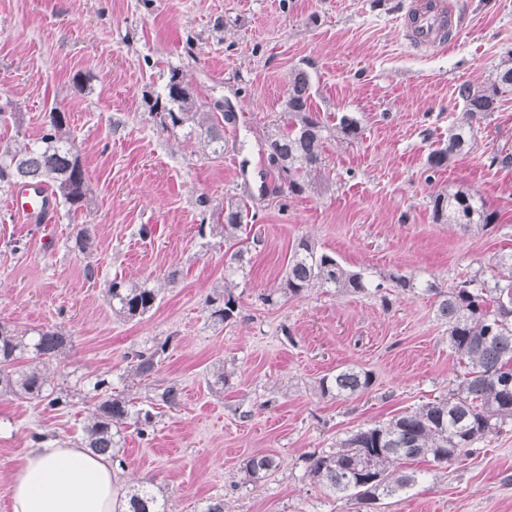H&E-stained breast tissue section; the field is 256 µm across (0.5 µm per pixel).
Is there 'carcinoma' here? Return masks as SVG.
Instances as JSON below:
<instances>
[{
    "mask_svg": "<svg viewBox=\"0 0 512 512\" xmlns=\"http://www.w3.org/2000/svg\"><path fill=\"white\" fill-rule=\"evenodd\" d=\"M509 92L512 51L501 60L489 83L458 86L457 97L463 105L461 121L448 131V143L428 155V169L437 172L452 158L468 152L474 141V124L499 111L504 94ZM312 96L310 72L302 66L292 68L280 111L269 123L266 136L270 163L278 177L288 183V192L296 195L321 188L318 174L328 141H351L362 133L359 121L346 114L331 125L318 119ZM147 104L162 131L173 134L186 128L205 146L224 148L218 117L199 111L179 68L169 70L163 91L152 95ZM35 184L46 185L55 201L70 211L88 206L89 180L63 112L48 113L36 141L0 151V192ZM432 204L439 222L483 229L494 221L485 205L462 191L443 190L433 196ZM246 215L244 201L230 200L217 213L210 231L226 242L237 240ZM93 246L91 226L76 225L72 249L88 255ZM496 268L489 280L476 273L445 289L430 281L417 283L399 273L388 276L392 287L402 292L438 298L437 316L448 324V346L465 372L463 379L448 384V393L440 399L385 422L360 427L338 441L336 447L308 455L307 474L311 480L356 506L355 512H377L380 500L417 483L418 472L409 468L410 464L424 461L449 466L470 456L478 443L512 424V261L502 259ZM313 288L359 295L378 293L383 284L345 269L336 256L303 237L284 275L261 295V300L272 304ZM106 298L113 314L133 320L158 306L159 291L115 277L107 284ZM205 307L213 323L233 321L238 303L231 286L225 282L207 295ZM69 343L70 336L56 326L32 332L0 323V396L35 400L53 410L67 406V396L50 364ZM165 350L163 343L133 352L126 376L134 380L150 378ZM371 384L370 372L347 365L319 378L317 389L324 397L346 400L365 392ZM93 391L97 402L83 427L81 447L115 459L124 430L132 427L139 438L150 440L154 433L150 411L138 409L126 397L113 393L112 382L106 378L96 379ZM181 397L182 388L176 383L157 394L158 402L169 408L177 407ZM279 468L280 461L275 457L258 455L247 458L243 470L246 480L257 484ZM125 512H169L167 496L155 491L149 479L128 495Z\"/></svg>",
    "mask_w": 512,
    "mask_h": 512,
    "instance_id": "cac0c4a2",
    "label": "carcinoma"
}]
</instances>
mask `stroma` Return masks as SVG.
Listing matches in <instances>:
<instances>
[{
  "mask_svg": "<svg viewBox=\"0 0 512 512\" xmlns=\"http://www.w3.org/2000/svg\"><path fill=\"white\" fill-rule=\"evenodd\" d=\"M449 2L451 45L423 50L400 31L411 0H0V106L23 116L0 125V149L36 140L58 108L91 188L88 207H57L50 224L24 222L0 193V322L72 337L52 364L67 407L0 397V512H11L9 477L32 433L80 441L92 408L85 390L100 376L139 402L167 383L182 387L151 440L126 431L120 492L150 478L171 512H202L218 495L224 512H348L308 479L306 456L446 393L459 371L448 327L427 295L395 292L388 308L372 295L315 290L274 306L260 295L303 237L373 281L399 272L443 288L512 255V166L490 162L512 154V95L476 125L470 152L436 173L426 165L462 116L455 86L488 81L512 50V0ZM302 64L314 111L353 115L363 133L329 142L320 190L293 195L264 134ZM173 67L201 111L223 115V151L154 124L145 97ZM444 189L483 201L495 224L436 222L431 198ZM231 198L247 201L252 230L235 276L238 315L220 327L204 301L224 278L226 245L199 231ZM78 224L94 231L87 257L71 248ZM89 263L96 279L84 274ZM116 275L160 288L159 308L140 320L113 315L104 282ZM162 340L151 378L123 380L127 352ZM219 361L233 372L222 386L211 376ZM349 364L371 372L368 391L321 397L317 380ZM257 454L281 466L253 485L241 465ZM416 469L417 484L380 512H512L511 426L462 463Z\"/></svg>",
  "mask_w": 512,
  "mask_h": 512,
  "instance_id": "obj_1",
  "label": "stroma"
}]
</instances>
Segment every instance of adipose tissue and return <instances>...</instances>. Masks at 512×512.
<instances>
[{"mask_svg": "<svg viewBox=\"0 0 512 512\" xmlns=\"http://www.w3.org/2000/svg\"><path fill=\"white\" fill-rule=\"evenodd\" d=\"M11 512H124L109 461L66 441L28 450L12 474Z\"/></svg>", "mask_w": 512, "mask_h": 512, "instance_id": "ef3b65f1", "label": "adipose tissue"}]
</instances>
